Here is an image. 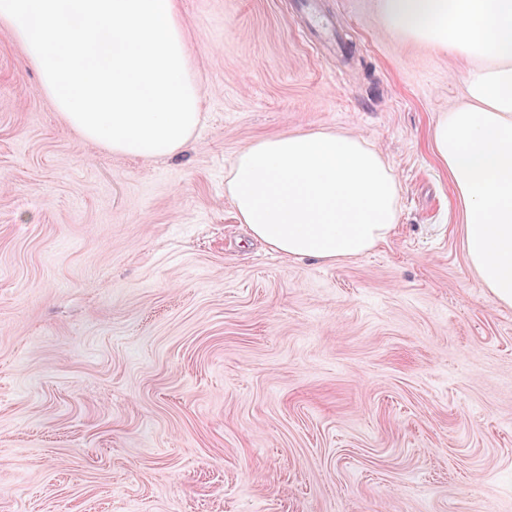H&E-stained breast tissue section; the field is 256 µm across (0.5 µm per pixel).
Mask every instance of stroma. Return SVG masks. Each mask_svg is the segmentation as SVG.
<instances>
[{"mask_svg":"<svg viewBox=\"0 0 512 512\" xmlns=\"http://www.w3.org/2000/svg\"><path fill=\"white\" fill-rule=\"evenodd\" d=\"M203 120L180 154L82 138L0 23V512H512V307L481 288L432 131L466 58L379 0H177ZM351 133L399 187L358 257L291 260L236 157Z\"/></svg>","mask_w":512,"mask_h":512,"instance_id":"stroma-1","label":"stroma"}]
</instances>
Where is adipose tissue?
<instances>
[{"label":"adipose tissue","instance_id":"adipose-tissue-1","mask_svg":"<svg viewBox=\"0 0 512 512\" xmlns=\"http://www.w3.org/2000/svg\"><path fill=\"white\" fill-rule=\"evenodd\" d=\"M389 28L471 60L466 98L433 147L464 206L480 285L512 306V0H380ZM241 223L281 256L336 261L369 252L397 221L399 184L361 138L292 131L256 141L227 180Z\"/></svg>","mask_w":512,"mask_h":512}]
</instances>
